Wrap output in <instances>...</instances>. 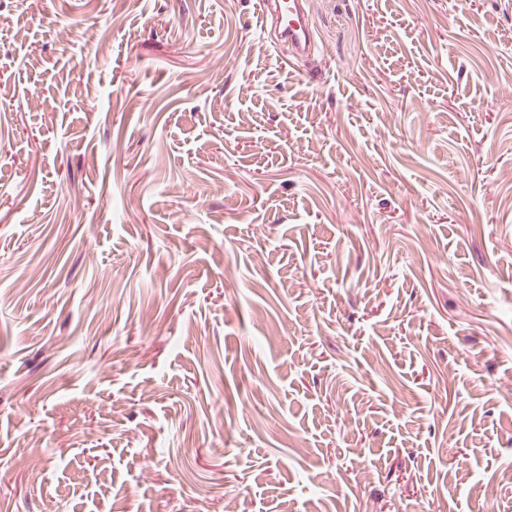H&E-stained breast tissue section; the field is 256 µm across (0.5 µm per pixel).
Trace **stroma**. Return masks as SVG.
I'll return each mask as SVG.
<instances>
[{
    "label": "stroma",
    "mask_w": 512,
    "mask_h": 512,
    "mask_svg": "<svg viewBox=\"0 0 512 512\" xmlns=\"http://www.w3.org/2000/svg\"><path fill=\"white\" fill-rule=\"evenodd\" d=\"M306 8L0 0V512H512V0ZM303 0H263L260 2L264 18L270 16L278 29L276 40L288 43L296 55H307L311 50V34L304 21ZM278 19L280 23L278 24Z\"/></svg>",
    "instance_id": "obj_1"
}]
</instances>
